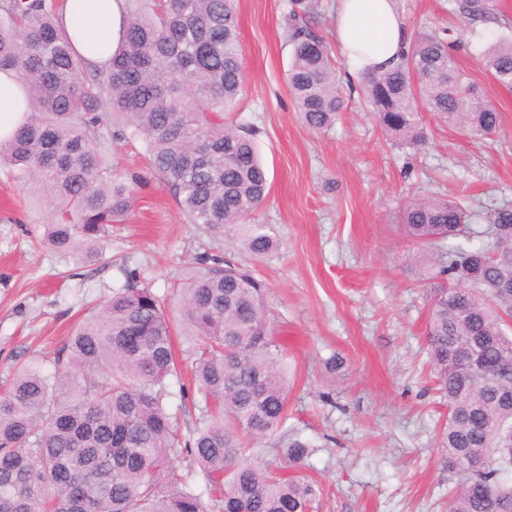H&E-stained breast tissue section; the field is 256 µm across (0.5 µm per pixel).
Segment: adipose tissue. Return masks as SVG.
<instances>
[{
    "mask_svg": "<svg viewBox=\"0 0 512 512\" xmlns=\"http://www.w3.org/2000/svg\"><path fill=\"white\" fill-rule=\"evenodd\" d=\"M126 0H65L60 26L79 58L104 67L119 45ZM410 38L398 0H337L336 44L353 73L386 71L399 63ZM30 110L16 70L0 69V141L9 139Z\"/></svg>",
    "mask_w": 512,
    "mask_h": 512,
    "instance_id": "1",
    "label": "adipose tissue"
}]
</instances>
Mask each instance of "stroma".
<instances>
[{"label":"stroma","instance_id":"35a3bbf8","mask_svg":"<svg viewBox=\"0 0 512 512\" xmlns=\"http://www.w3.org/2000/svg\"><path fill=\"white\" fill-rule=\"evenodd\" d=\"M399 8L409 30L463 33L456 62L501 115L494 139L447 128L425 108V148L390 139L343 65L342 112L330 130L309 131L288 93V0H239L245 86L232 118L256 131L270 190L251 221L270 230L277 249L256 258L188 223L143 144L110 136L113 170L137 178L132 211L97 256L59 252L44 241L52 208L2 165L0 382L23 362L51 372L68 334L128 271L179 320L180 284L204 257L223 256L269 286L289 379L287 426L312 444L304 472L321 484L314 512H448L458 478L437 446L448 408L424 352L428 290L398 216L413 196L435 195L464 202L485 228L494 210L512 206V88L486 71L467 20L446 0H400ZM168 389L179 431L190 435L205 407L189 366Z\"/></svg>","mask_w":512,"mask_h":512}]
</instances>
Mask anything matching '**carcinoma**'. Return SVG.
Listing matches in <instances>:
<instances>
[{"label": "carcinoma", "mask_w": 512, "mask_h": 512, "mask_svg": "<svg viewBox=\"0 0 512 512\" xmlns=\"http://www.w3.org/2000/svg\"><path fill=\"white\" fill-rule=\"evenodd\" d=\"M128 22L105 70L73 56L58 0H0V67L15 69L32 112L0 163L38 186L54 210L48 244L94 246L132 205L112 172L103 129L120 118L145 145L156 178L192 224L255 257L277 241L248 219L269 193L254 132L226 114L243 92L237 0H126ZM448 12L496 26L487 71L512 86V19L491 0H448ZM288 92L304 124L331 129L343 110L336 61L308 27L290 34ZM453 31L411 34L393 69L361 74L385 134L427 144L417 104L446 127L490 138L499 112L459 70ZM460 202L414 198L400 223L429 287L427 356L448 406L438 435L460 479L448 512H512V207L485 230ZM267 285L229 259L209 257L183 288L194 379L205 405L184 439L165 402L177 375L173 325L139 273L80 324L48 376L22 366L0 386V512H311L319 485L300 473L311 444L288 433V384L268 322ZM280 436L289 475L246 441ZM209 486V502L173 474L179 448Z\"/></svg>", "instance_id": "1"}]
</instances>
